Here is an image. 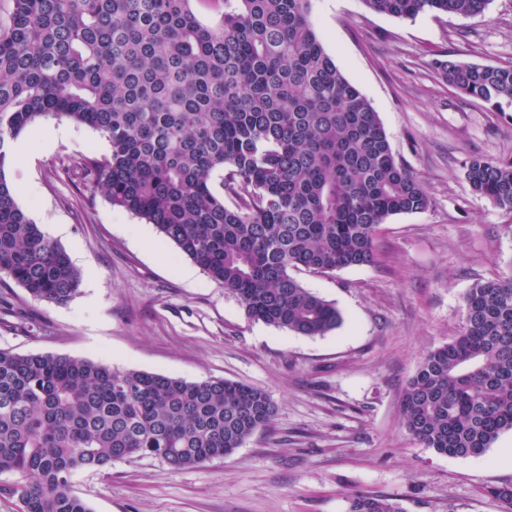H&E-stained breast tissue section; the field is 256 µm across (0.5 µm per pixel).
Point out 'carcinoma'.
<instances>
[{"label":"carcinoma","mask_w":512,"mask_h":512,"mask_svg":"<svg viewBox=\"0 0 512 512\" xmlns=\"http://www.w3.org/2000/svg\"><path fill=\"white\" fill-rule=\"evenodd\" d=\"M0 21V276L32 298L68 303L80 273L16 202L10 142L45 118L86 125L109 144L70 168L109 202L152 224L244 303L247 314L301 336L341 316L293 270L371 265L388 218L426 210L377 112L336 66L311 21L312 0H9ZM409 19L432 10L478 15L489 0H363ZM456 90L512 108V65L448 60ZM220 177L222 193L213 189ZM473 190L512 210V164L472 159ZM458 336L428 351L402 398V422L427 448L483 454L512 430V278L464 296ZM262 389L188 382L86 359L0 349V493L20 512H90L74 477L117 459L177 469L232 454L266 426ZM349 512H401L357 496Z\"/></svg>","instance_id":"1"}]
</instances>
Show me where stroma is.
<instances>
[{"mask_svg":"<svg viewBox=\"0 0 512 512\" xmlns=\"http://www.w3.org/2000/svg\"><path fill=\"white\" fill-rule=\"evenodd\" d=\"M311 19L431 200L381 225L375 264L298 272L342 316L325 335L249 317L202 270L185 277L191 260L154 225L65 173L71 158L108 154L98 132L48 118L12 143L6 174L17 202L45 233L63 227L56 241L81 281L56 305L0 280V348L237 381L277 407L232 455L202 466L135 457L79 473L74 490L91 512H349L360 495L394 499L403 512H506L490 489L512 483V431L482 455H442L405 430L401 399L423 356L460 333L467 290L512 276V210L465 177L472 159L512 161V112L492 111L435 68L512 65V0H490L476 16L411 19L371 12L362 0H314Z\"/></svg>","mask_w":512,"mask_h":512,"instance_id":"stroma-1","label":"stroma"}]
</instances>
